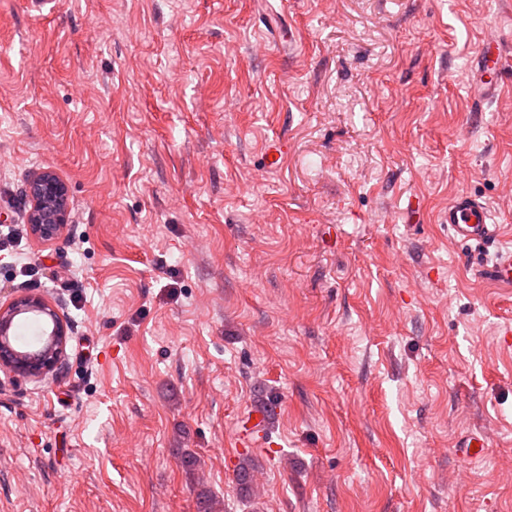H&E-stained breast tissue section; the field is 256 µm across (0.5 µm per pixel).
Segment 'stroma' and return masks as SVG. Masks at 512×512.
I'll return each instance as SVG.
<instances>
[{
	"label": "stroma",
	"instance_id": "stroma-1",
	"mask_svg": "<svg viewBox=\"0 0 512 512\" xmlns=\"http://www.w3.org/2000/svg\"><path fill=\"white\" fill-rule=\"evenodd\" d=\"M462 191L512 247V0H0V304L41 295L70 336L0 384V512H512V286L449 234ZM504 45L496 40L489 39L479 54L475 57L473 74L475 80L471 83L472 95L479 102L494 98L500 91L499 78L502 74V65L505 60ZM67 193L66 184L53 173L43 172L31 180L30 224L37 238L50 241L64 230L68 221ZM268 419V412L261 407L252 408L240 421L234 434V446L236 449L256 448L268 442L263 439V428ZM256 436H259L257 438ZM259 467L260 465L251 455L246 454L240 460L236 469L235 479L242 496L248 497L254 493V473Z\"/></svg>",
	"mask_w": 512,
	"mask_h": 512
}]
</instances>
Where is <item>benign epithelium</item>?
<instances>
[{
  "label": "benign epithelium",
  "mask_w": 512,
  "mask_h": 512,
  "mask_svg": "<svg viewBox=\"0 0 512 512\" xmlns=\"http://www.w3.org/2000/svg\"><path fill=\"white\" fill-rule=\"evenodd\" d=\"M32 201L30 224L33 234L44 241L56 238L68 221L66 184L55 174L43 172L29 183ZM43 313L50 323V336L45 349L26 359L22 354L4 351L0 341V376L11 380L16 377L40 379L63 364L67 345V325L59 312L37 296H24L0 308V334L6 335L12 313L20 308Z\"/></svg>",
  "instance_id": "benign-epithelium-1"
}]
</instances>
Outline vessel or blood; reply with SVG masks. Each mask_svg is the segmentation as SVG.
<instances>
[{
    "mask_svg": "<svg viewBox=\"0 0 512 512\" xmlns=\"http://www.w3.org/2000/svg\"><path fill=\"white\" fill-rule=\"evenodd\" d=\"M504 46L495 39L487 40L474 62V79L471 83L473 96L484 102L494 98L500 91ZM493 213L487 202L471 193H460L448 204L446 222L454 240L460 242H485L494 239L500 232L494 224ZM483 278L498 284L512 285V248L498 252L492 263L480 269ZM268 419L264 408L251 409L240 421L234 434L236 448H255L263 445V428Z\"/></svg>",
    "mask_w": 512,
    "mask_h": 512,
    "instance_id": "b4317fda",
    "label": "vessel or blood"
}]
</instances>
